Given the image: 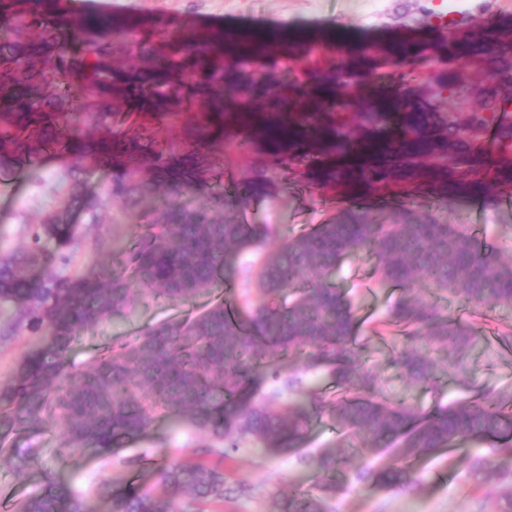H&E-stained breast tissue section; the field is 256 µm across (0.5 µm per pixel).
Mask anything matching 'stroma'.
Masks as SVG:
<instances>
[{
    "label": "stroma",
    "instance_id": "obj_1",
    "mask_svg": "<svg viewBox=\"0 0 512 512\" xmlns=\"http://www.w3.org/2000/svg\"><path fill=\"white\" fill-rule=\"evenodd\" d=\"M112 4V15L116 18L163 15L207 28L255 27L313 34L337 25L356 43L384 45L414 40L438 43L445 33L427 26L426 15L430 12L443 15L448 11V0H112ZM287 122V115L272 112L225 113L223 139L195 147L206 164V180L215 181L221 168L228 172L237 171L242 165L254 170L265 168L270 160V147L258 129L268 123ZM193 125L194 115L190 112L163 119L143 114L113 138L112 149L120 151L129 141L145 148L154 144L178 148L187 142ZM240 136L248 141V148L242 154L230 146ZM438 178V173L433 172L421 179L409 198L410 203L423 208L438 207L443 220L470 226L480 244L492 247L494 254L512 256V238L502 235L503 230L512 226V204L501 202L505 189L493 186L467 193L449 199L442 206L434 193ZM1 185L8 186L10 193L0 196V248L19 250L24 245V236L13 218L14 212L25 211L29 220L36 222L48 202L33 197L23 170L0 171ZM337 202L335 184L312 180L302 166L289 170L279 179L275 202L247 209L241 219L247 224L274 225L279 237L296 235L325 223L335 213ZM375 264V258L368 254L349 255L336 275L337 286L354 300L360 320L357 343L365 368L380 378L387 398L417 410L426 411L457 400L460 393L454 382L441 380L438 388L431 391L413 388L392 363L396 341L385 320L399 292L376 285ZM217 296L214 290L191 300L155 302L135 296L125 315L84 329L72 358L76 364H84L117 338L133 336L161 319L201 309ZM436 304L465 323L473 322L478 314L486 318L488 330L478 332L468 353V374L489 388L512 386V352L497 345L490 333L491 327L512 324V308L485 309L478 313L452 296L437 299ZM57 435L58 426L52 422L43 431L20 438L17 445L40 446V469L63 473L79 489L96 487L104 480L120 487L135 478L159 494L164 488L157 475L158 467L186 456L191 448L206 441L202 434L189 435L170 427L165 420H158L146 436L126 439L119 450L123 456H142L143 467L133 477L126 469L104 467L101 458L89 451L60 458ZM392 460V454L381 449L360 445L352 450L346 468L348 481L341 484L333 501L338 512H476L481 498L499 489L495 482L487 488L474 489L466 478L465 458L454 451L414 461L420 483L410 492L385 488L370 480L356 481V471ZM40 469L17 474L0 466V512H11L16 501L37 488ZM227 470L231 483L244 484L249 492L226 503L224 512H274V502L281 493L307 492L313 490L317 481L315 468L299 464L296 457L262 451L248 443L234 453Z\"/></svg>",
    "mask_w": 512,
    "mask_h": 512
}]
</instances>
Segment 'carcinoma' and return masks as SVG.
<instances>
[{"instance_id":"obj_1","label":"carcinoma","mask_w":512,"mask_h":512,"mask_svg":"<svg viewBox=\"0 0 512 512\" xmlns=\"http://www.w3.org/2000/svg\"><path fill=\"white\" fill-rule=\"evenodd\" d=\"M466 40L458 33L433 52L420 42L349 46L329 33L328 47L312 45L302 32L231 33L203 30L190 22L171 26L164 17L133 29L110 16L69 15L60 0H0V168L27 170L35 190L50 200L38 224H24V252L0 251V336L26 331L35 337L13 373L0 382V462L15 473L33 468L40 449L19 450L22 434L60 417L59 454L94 450L104 460L134 467L115 449L169 417L209 442L159 470L167 495L130 483L113 494L103 481L96 496L112 512H204L222 505L245 486L226 485L224 461L243 442L280 454L304 447L311 423L333 421L344 435L362 437L370 448L396 451L398 464L360 472L383 486L410 491L419 484L407 461L456 448L473 439L498 443L492 454L467 459L478 486L493 475L507 478L494 507L512 512V387L488 390L466 380V358L475 332L417 296L422 283L438 296L451 294L475 307L512 306V259L480 249L461 224L432 209L406 203L390 216L360 201L340 203L336 215L305 233L285 237L265 252L258 272L260 297L243 311L219 298L187 317H171L122 340L81 367L70 353L79 330L109 321L128 307L133 289L153 300L192 298L221 288L237 272V255L261 246L270 224H244L237 214L270 201L278 177L316 156L279 149L294 135L272 132L269 164L242 171L225 188L201 177L192 150L157 146L148 154L114 155L86 137L98 128L112 134L135 112H200L191 141L210 139L226 107L235 112H318L322 121L303 131L307 142L347 150L352 130L390 129L401 162L341 172L316 166L322 182L361 183L373 178L394 196L407 190L408 170L428 175L438 165L444 182L438 201L450 193L480 190L485 183L512 186V28L484 13ZM134 35L140 64L112 70V55ZM286 43L291 54L268 79L254 60ZM382 88L368 107L345 120L340 91L355 88L360 74ZM493 142L499 162L486 159ZM55 149L66 166L45 175L41 155ZM105 182L91 184L95 172ZM159 213L127 244L112 240V268L94 261L74 268L85 234L118 206H141L158 192ZM208 194L209 203L187 208L186 194ZM376 256L379 284L400 290L389 322L401 328L402 347L392 362L407 381L438 386L439 374L465 381L468 397L426 413L388 400L379 379L366 370L357 347L353 304L333 281L352 253ZM450 349L442 365L421 345ZM300 359L309 372L331 375L333 397L281 366ZM335 442L313 456L321 476L316 492L282 498L277 512H334L336 472L347 464ZM14 512H92L89 499L55 472L14 505Z\"/></svg>"}]
</instances>
